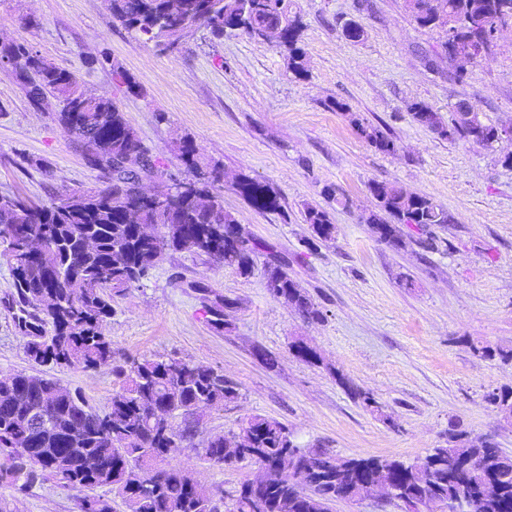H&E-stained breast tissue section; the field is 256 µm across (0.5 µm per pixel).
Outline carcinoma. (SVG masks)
<instances>
[{"label": "carcinoma", "instance_id": "1", "mask_svg": "<svg viewBox=\"0 0 512 512\" xmlns=\"http://www.w3.org/2000/svg\"><path fill=\"white\" fill-rule=\"evenodd\" d=\"M421 27L456 32L442 43L448 60L489 32L512 25V0H406ZM112 16L159 53L180 50L189 30L222 38L242 34L275 43L288 55V68L306 74L299 46L303 23L290 0H108ZM11 65L29 103L40 107L53 98L57 122L65 133L94 147L91 167L107 175L105 187L71 190L32 213L15 196L0 203V240L15 224L29 225L42 240L39 259L8 262L13 291L5 309L18 331L28 337L26 354L40 367L96 369L116 361L105 327L114 297L140 283L165 249L186 250L252 274L254 258L265 252L266 285L277 300L311 320L321 311L288 274V259L246 234L212 192L221 167L203 160L196 143L182 138L177 158L186 177L164 187L165 205L143 199L139 181L159 172L123 112L105 95H88L75 74L61 69L25 45L0 44V62ZM414 119L448 139L490 146L496 127L478 112L453 109L450 124L423 103L411 106ZM378 151H395L392 139L372 125H359ZM236 190L260 212H277L278 194L247 176ZM375 209L363 217L376 240L401 245L400 225L426 232L448 223V213L432 199L390 182L368 185ZM313 236L333 238L328 212H306ZM154 228L149 235L141 226ZM190 288L209 303L211 324L224 328L236 301L216 294L203 281ZM123 378L103 410L93 409L78 391L61 388L52 376L14 373L0 376V484L19 494L49 476L78 493V512H113L112 499L94 490L117 493L129 512H219L224 491L209 490L193 474L170 463L183 448H201L215 465L232 468L253 461L267 467L261 500L254 503L250 484L235 491L232 512H329L336 500H353L368 489L389 494L415 508L424 497L453 509L470 504L474 512H512V455L488 438L448 434V445L413 462L377 456L339 457L325 449L305 452L280 422L261 415L243 421L240 433L196 441L191 420L196 410L222 407L239 398L237 385L224 374L177 356L126 358L115 366ZM487 403L503 420L512 418V386L494 389ZM334 459L329 467L315 458Z\"/></svg>", "mask_w": 512, "mask_h": 512}]
</instances>
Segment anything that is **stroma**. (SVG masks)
<instances>
[{"mask_svg":"<svg viewBox=\"0 0 512 512\" xmlns=\"http://www.w3.org/2000/svg\"><path fill=\"white\" fill-rule=\"evenodd\" d=\"M304 30L307 73L296 78L285 53L243 35L188 34L179 52L145 45L107 0H0V41H17L123 112L165 174L184 178L173 144L189 137L222 167L214 191L253 238L288 259V272L317 305L309 322L270 296L263 263L250 276L188 251H166L149 276L115 297L105 333L130 358L176 355L224 373L240 396L200 410L201 438L238 431L259 414L286 426L301 449L339 456L414 461L445 446L452 431L487 437L512 454V425L487 404L512 386V362L479 347L512 349V140L485 148L441 138L414 120L421 102L451 120L460 101L482 122L512 125V28L466 68L441 49L440 30L420 27L406 0H294ZM364 29L345 36L348 22ZM120 64L140 86L128 93ZM48 100L32 107L11 67L0 66V193L42 204L73 189L104 187L86 148L55 120ZM381 129L393 153L376 150L357 122ZM269 184L281 209L261 213L236 190L240 175ZM395 182L431 198L448 214L432 226L435 248L403 229L391 248L363 215L371 182ZM329 213L330 241H314L308 208ZM206 281L235 299L224 329H214L189 284ZM319 361L298 358L295 344ZM26 340L0 307V374L31 371ZM58 383L104 409L122 386L105 365L55 368ZM368 392L378 409L353 390ZM175 465L208 488L231 493L253 478V464L225 468L182 449ZM76 491L50 480L25 496L0 485L9 512H76Z\"/></svg>","mask_w":512,"mask_h":512,"instance_id":"obj_1","label":"stroma"}]
</instances>
